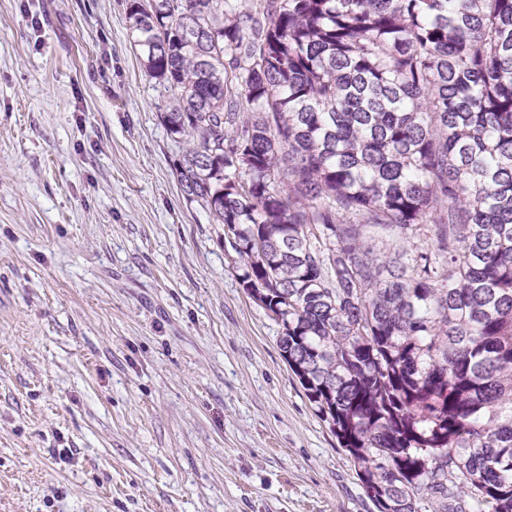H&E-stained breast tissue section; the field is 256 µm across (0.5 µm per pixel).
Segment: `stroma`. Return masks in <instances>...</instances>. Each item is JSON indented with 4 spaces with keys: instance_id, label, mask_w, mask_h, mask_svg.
Here are the masks:
<instances>
[{
    "instance_id": "1",
    "label": "stroma",
    "mask_w": 512,
    "mask_h": 512,
    "mask_svg": "<svg viewBox=\"0 0 512 512\" xmlns=\"http://www.w3.org/2000/svg\"><path fill=\"white\" fill-rule=\"evenodd\" d=\"M163 101L126 0H0V512H371Z\"/></svg>"
}]
</instances>
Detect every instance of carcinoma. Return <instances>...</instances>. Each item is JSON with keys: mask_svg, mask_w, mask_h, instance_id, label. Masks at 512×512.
Masks as SVG:
<instances>
[{"mask_svg": "<svg viewBox=\"0 0 512 512\" xmlns=\"http://www.w3.org/2000/svg\"><path fill=\"white\" fill-rule=\"evenodd\" d=\"M160 120L376 512H512V0H128ZM426 248L382 260L373 236Z\"/></svg>", "mask_w": 512, "mask_h": 512, "instance_id": "1", "label": "carcinoma"}]
</instances>
